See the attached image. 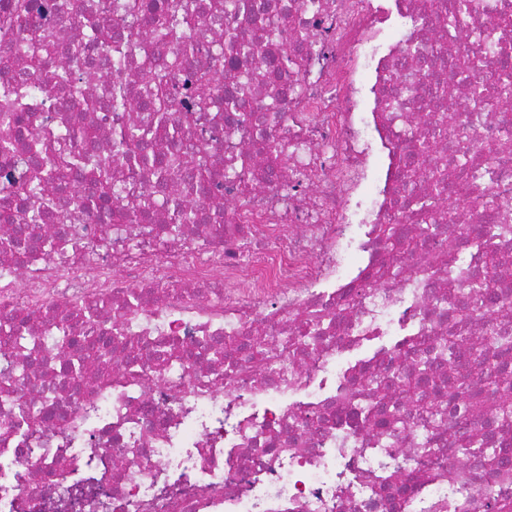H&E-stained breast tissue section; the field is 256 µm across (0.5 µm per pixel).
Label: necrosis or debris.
I'll list each match as a JSON object with an SVG mask.
<instances>
[{
  "label": "necrosis or debris",
  "instance_id": "4bbe7bcc",
  "mask_svg": "<svg viewBox=\"0 0 512 512\" xmlns=\"http://www.w3.org/2000/svg\"><path fill=\"white\" fill-rule=\"evenodd\" d=\"M114 3L0 0L11 60L0 90L12 72L27 76L23 131L0 153V202L24 192L1 177L27 166L30 144L43 141L51 165L56 133L75 126L94 131L87 149L155 218L70 223L81 205L70 188L27 240L0 227V512H512V485L459 451L492 412L449 430L411 414L385 436L345 419L375 405L374 379L387 403L402 402L411 349L451 333L487 347L512 326L499 309L512 306V0H472L464 24L439 0H264L253 24L235 10L203 18L168 92L183 157L216 173L204 199L160 182L112 137L148 122L110 106L115 84L139 91L137 50L116 69L108 42L86 43L66 81L48 82L54 57L16 20L24 5L63 52L79 25L136 27L138 12ZM219 28L263 45L280 71L254 79L259 61L225 55ZM444 59L472 70L442 103L429 86ZM211 66L247 83L251 109L280 97L286 109L260 129L246 112L227 117L220 96L184 111L187 68ZM91 67L99 108L67 109ZM262 129L288 155L287 189L258 163L224 176ZM425 139L438 152L422 154ZM417 153L457 185L454 216L443 203L411 207L432 192L427 175H402ZM175 209L192 220L172 226ZM392 224L414 246L385 252ZM472 224L498 232L477 247ZM38 239L52 248L32 249ZM493 261L495 299L449 287L450 273L481 277Z\"/></svg>",
  "mask_w": 512,
  "mask_h": 512
}]
</instances>
